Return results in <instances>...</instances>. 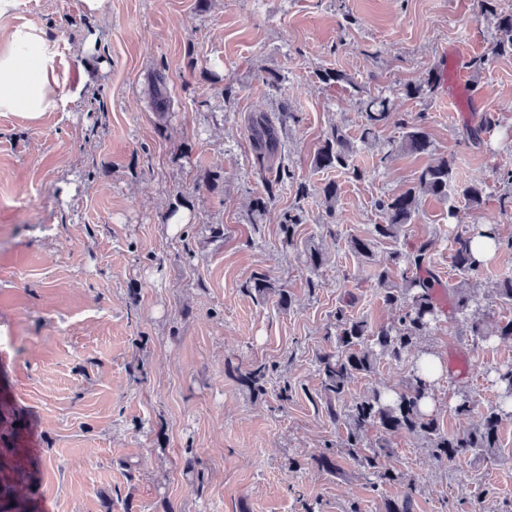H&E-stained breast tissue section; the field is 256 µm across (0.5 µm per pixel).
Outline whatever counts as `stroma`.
<instances>
[{
    "label": "stroma",
    "mask_w": 512,
    "mask_h": 512,
    "mask_svg": "<svg viewBox=\"0 0 512 512\" xmlns=\"http://www.w3.org/2000/svg\"><path fill=\"white\" fill-rule=\"evenodd\" d=\"M17 24L53 39L65 97L36 120L0 112V446L25 449L37 468L40 512H348L354 502L385 512L404 486L372 488L342 448L344 428L317 397V356L336 345L337 307L373 328L395 320L349 241L380 223L379 199L445 155L447 198L423 197L405 239L378 243L376 257L434 242L445 311L421 347L468 365L436 382L441 428H457L461 396L481 410L495 401L493 370L512 364V341L469 336L443 289L457 277L456 234L491 219L512 240V56L491 53L494 16H478L476 0H106L98 21L82 0H16L0 26ZM447 47L489 58L466 73L477 110L458 111L446 91L405 93ZM327 68L339 82L319 80ZM157 88L170 102L163 116ZM360 89L422 116L430 152L399 150L393 121L363 141ZM284 105L298 120L280 133L281 157L311 192L283 187L257 223L263 186L247 118ZM483 112L497 125L477 149L466 130ZM335 125L366 179L315 168ZM328 181L339 187L331 212L317 192ZM470 184L483 186L481 206L464 201ZM293 207L304 222L286 246L280 221ZM259 271L276 286L261 298L242 289ZM509 277L505 249L473 277L488 328L512 319L495 295ZM413 362L380 360L346 401L403 387ZM258 363L271 372L257 396L242 376ZM382 440L388 466L415 482L414 512H512V417L498 448L462 460L379 427L363 444ZM327 448L331 471L314 462Z\"/></svg>",
    "instance_id": "stroma-1"
}]
</instances>
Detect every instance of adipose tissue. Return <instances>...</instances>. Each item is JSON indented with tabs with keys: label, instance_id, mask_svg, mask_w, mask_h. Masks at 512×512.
<instances>
[{
	"label": "adipose tissue",
	"instance_id": "1",
	"mask_svg": "<svg viewBox=\"0 0 512 512\" xmlns=\"http://www.w3.org/2000/svg\"><path fill=\"white\" fill-rule=\"evenodd\" d=\"M54 59V47L41 28L10 27L0 38V112L36 119L58 111L63 97Z\"/></svg>",
	"mask_w": 512,
	"mask_h": 512
}]
</instances>
